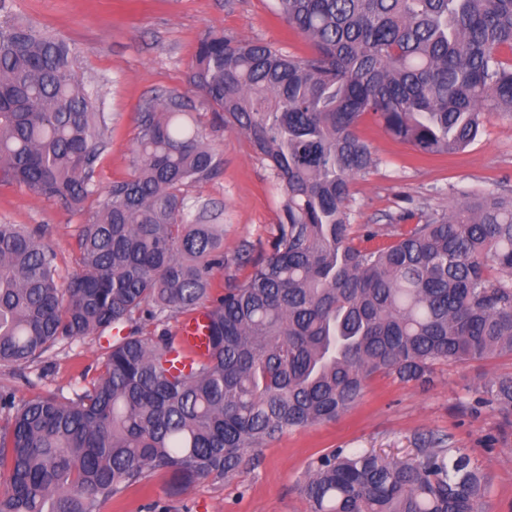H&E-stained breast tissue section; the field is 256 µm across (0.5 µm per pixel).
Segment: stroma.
<instances>
[{"label": "stroma", "mask_w": 512, "mask_h": 512, "mask_svg": "<svg viewBox=\"0 0 512 512\" xmlns=\"http://www.w3.org/2000/svg\"><path fill=\"white\" fill-rule=\"evenodd\" d=\"M44 29L77 50L76 66L98 96L106 119L105 150L93 181L96 193L83 210L67 211L16 185H0V223L39 229L55 250L61 276L79 270L76 235L97 209L113 181L132 171L138 128L135 115L155 96L199 95L190 84L192 58L209 30L271 43L290 54L308 56L309 41L277 17L275 0H5L0 20ZM214 148L219 172L187 189L190 204L205 207L204 223L224 227L227 265L216 271L215 291L244 277L237 252L250 246L253 257L268 250L282 210L283 194L269 168L254 155L247 138L219 127L212 112L195 114ZM358 132L380 159L376 169L350 185L351 222L386 231L400 215L424 219L456 202L489 190H512V119L491 117L481 137L464 152L417 158L412 147L372 120ZM99 353L95 337L56 348L45 362L23 375L0 369V389L27 397L33 388L73 396L93 373ZM512 371V357L451 363L437 368L433 385L402 383L391 376L369 380L359 402L338 419L291 430L255 452L230 478H208L184 492L153 474L100 506V512H309L301 492L312 466L338 448L373 450L388 458H409L417 437L451 435L492 478L488 512H512V424L481 402L482 386Z\"/></svg>", "instance_id": "1"}]
</instances>
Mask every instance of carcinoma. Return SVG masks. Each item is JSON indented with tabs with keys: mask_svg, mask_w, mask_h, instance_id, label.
Listing matches in <instances>:
<instances>
[{
	"mask_svg": "<svg viewBox=\"0 0 512 512\" xmlns=\"http://www.w3.org/2000/svg\"><path fill=\"white\" fill-rule=\"evenodd\" d=\"M305 57L207 31L192 87L244 134L283 192L268 254L210 299L224 225L187 220L184 190L216 154L169 93L136 116L133 171L81 225L80 272L59 276L33 232L0 224V367L107 337L98 376L71 397L0 390V512H99L148 474L176 491L227 478L284 432L331 421L376 374L434 382L436 366L512 355V195L489 191L371 247L352 236L350 184L379 159L367 117L423 156L465 150L512 117V0H276ZM105 119L76 49L0 24V184L75 210L95 193ZM211 300L210 351L172 369L166 321ZM154 325L144 333L146 325ZM512 415V372L483 385ZM413 457L322 456L311 512H479L489 476L449 435Z\"/></svg>",
	"mask_w": 512,
	"mask_h": 512,
	"instance_id": "obj_1",
	"label": "carcinoma"
}]
</instances>
